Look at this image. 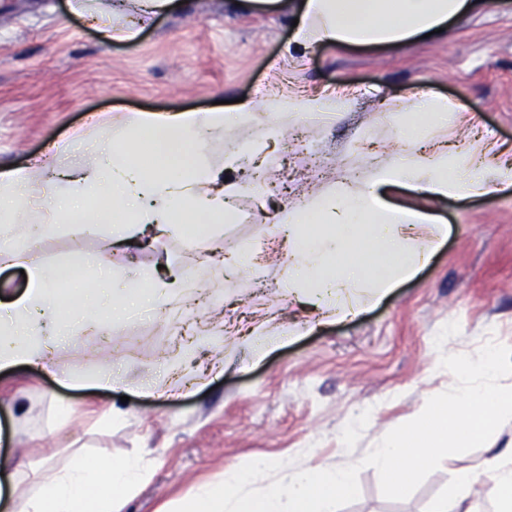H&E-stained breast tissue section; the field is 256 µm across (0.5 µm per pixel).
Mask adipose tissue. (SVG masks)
<instances>
[{
    "label": "adipose tissue",
    "mask_w": 512,
    "mask_h": 512,
    "mask_svg": "<svg viewBox=\"0 0 512 512\" xmlns=\"http://www.w3.org/2000/svg\"><path fill=\"white\" fill-rule=\"evenodd\" d=\"M139 13L135 25H115L96 0H74L72 9L92 22L102 39L131 41L141 24L168 11L173 0H134ZM253 9L297 18L295 47L310 49L327 44L344 47L399 46L466 14L471 0H248ZM349 97L279 95L263 104L244 101L229 109L206 112H142L136 118L111 116L107 134L91 146L93 159L79 166L53 160L52 180L34 181L29 170L0 171V220L32 205L50 215L71 214L88 232L99 225L112 227V240L124 243L144 229L165 233L204 219L209 224L234 220L229 202L240 187L225 180V172L253 160V146L235 147L224 154L223 167H213L205 147L213 130L261 123L266 139L275 141L284 126L317 115L345 112ZM396 125L389 158L371 164L364 183L337 179L328 192L311 197L288 211L283 229L295 249L288 270L285 297H304L315 306L334 311L337 318L356 315V289L366 288L381 300L399 283L414 277L428 264L438 243L416 244L419 225L433 218L421 211L391 205L382 191L406 186L439 199L463 200L512 186V164L490 165L493 147L469 142L455 152H426L419 144L429 135L457 126L463 117L458 104L443 98L420 96L390 106ZM107 205H100V198ZM95 264L103 288L112 291V313L101 316L99 298L87 296L82 309L86 338L111 331L128 309L148 299L162 310L180 278L153 279L150 287H125L112 270L107 254ZM1 266H24L25 291L0 301V316H8L10 330L0 333V370L20 363L40 367L52 364L60 340L61 312L55 291L63 284L60 270L43 265L26 251L0 252ZM141 458L96 463L74 458L62 471L44 480L31 496L28 512H112L117 496L131 493L151 475ZM487 474L497 493L496 512H512V448L492 449L480 471L453 470L446 504L437 512H462L465 493Z\"/></svg>",
    "instance_id": "ef3b65f1"
}]
</instances>
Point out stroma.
Here are the masks:
<instances>
[{
	"label": "stroma",
	"mask_w": 512,
	"mask_h": 512,
	"mask_svg": "<svg viewBox=\"0 0 512 512\" xmlns=\"http://www.w3.org/2000/svg\"><path fill=\"white\" fill-rule=\"evenodd\" d=\"M291 32L290 17L237 0H184L135 41L107 42L68 0H0V167L28 168L38 182L43 158L55 151L66 162L86 161V140L102 135L117 111H205L288 91L353 100L351 111L287 128L267 144L275 159L268 178L251 180L246 164L231 172L241 186L235 221L113 250L112 269L129 288L144 287L162 262L185 272L187 288L161 313L114 324L88 344L73 335L59 344L52 370H0V453H13L20 466L16 512L77 455L153 460L149 479L120 497L116 512H173L256 456L294 471L339 465L341 432L362 411L370 420L361 449L454 385L434 367L441 353L472 355L491 339L512 346L511 186L466 201L388 189L391 204L430 213L448 236L416 276L341 321L284 298L292 257L278 232L284 211L325 192L337 170L365 179L371 150L385 151L395 137L388 102L420 93L454 101L470 118L433 143L478 139L512 159V0H474L446 34L403 47L298 50ZM111 235V225L87 233L62 216L53 232L25 245L59 269L81 267L95 286L93 260ZM246 250L255 257L251 271L225 277V261ZM215 320L224 324V351L199 349L201 381L164 396L147 391L146 383H163L182 323ZM452 321L459 333L436 349L437 333ZM246 326L285 338L274 348L260 335L240 340ZM107 363L122 380L112 389L95 381ZM510 443L506 423L487 447L454 456L403 501L385 499L377 471L363 468L361 495L342 512H434L448 493L449 467L478 468L488 448Z\"/></svg>",
	"instance_id": "obj_1"
}]
</instances>
